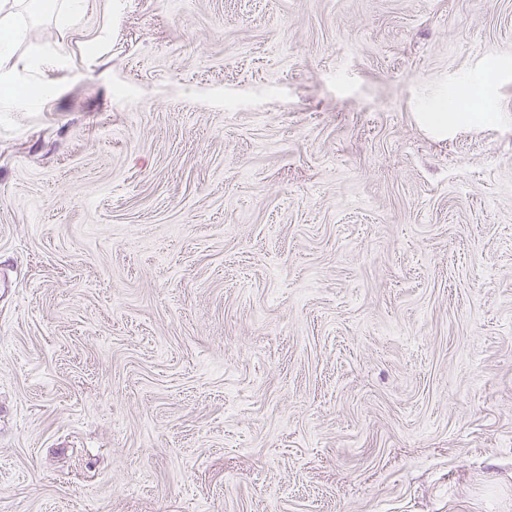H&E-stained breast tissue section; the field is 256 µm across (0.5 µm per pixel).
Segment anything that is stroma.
Wrapping results in <instances>:
<instances>
[{"label":"stroma","instance_id":"35a3bbf8","mask_svg":"<svg viewBox=\"0 0 512 512\" xmlns=\"http://www.w3.org/2000/svg\"><path fill=\"white\" fill-rule=\"evenodd\" d=\"M15 25L0 512H512V0Z\"/></svg>","mask_w":512,"mask_h":512}]
</instances>
